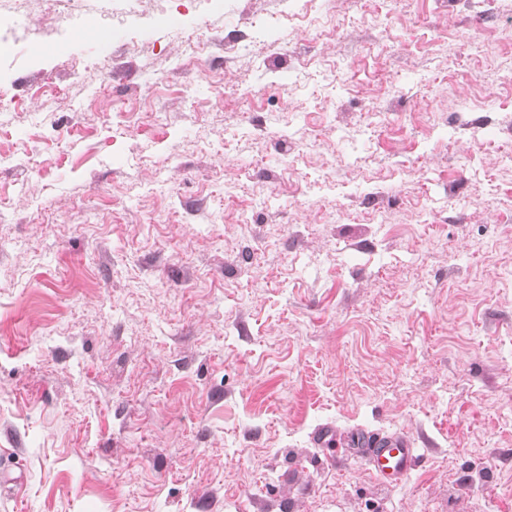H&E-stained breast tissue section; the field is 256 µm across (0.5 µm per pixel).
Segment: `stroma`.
<instances>
[{
    "label": "stroma",
    "instance_id": "stroma-1",
    "mask_svg": "<svg viewBox=\"0 0 512 512\" xmlns=\"http://www.w3.org/2000/svg\"><path fill=\"white\" fill-rule=\"evenodd\" d=\"M80 3L0 42V512H512V0ZM357 444L363 447L371 470L389 483L401 481L422 462L419 449L403 436L362 435Z\"/></svg>",
    "mask_w": 512,
    "mask_h": 512
}]
</instances>
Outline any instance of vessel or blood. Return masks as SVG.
I'll use <instances>...</instances> for the list:
<instances>
[{
    "label": "vessel or blood",
    "mask_w": 512,
    "mask_h": 512,
    "mask_svg": "<svg viewBox=\"0 0 512 512\" xmlns=\"http://www.w3.org/2000/svg\"><path fill=\"white\" fill-rule=\"evenodd\" d=\"M372 471L382 480L401 481L422 461L419 449L409 439L394 435H363L358 437Z\"/></svg>",
    "instance_id": "obj_1"
}]
</instances>
